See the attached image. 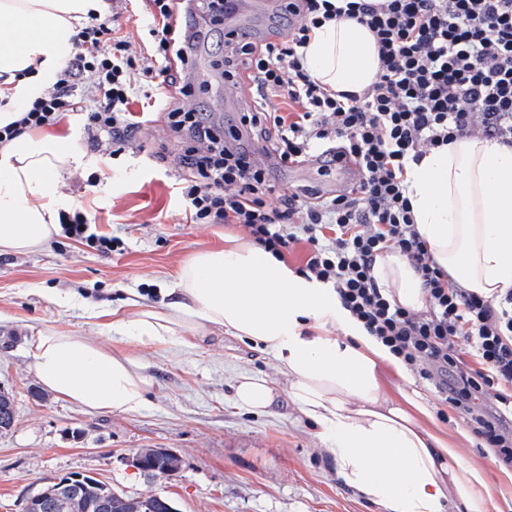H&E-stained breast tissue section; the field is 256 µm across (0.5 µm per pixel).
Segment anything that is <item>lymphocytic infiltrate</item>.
<instances>
[{"label":"lymphocytic infiltrate","mask_w":512,"mask_h":512,"mask_svg":"<svg viewBox=\"0 0 512 512\" xmlns=\"http://www.w3.org/2000/svg\"><path fill=\"white\" fill-rule=\"evenodd\" d=\"M146 50L137 52L111 20L92 14L74 38L58 80L0 127V145L84 115L83 136L99 152L124 149L148 124L131 105L139 75L161 76L163 129L178 147L176 190L189 224H236L274 258L307 244L298 274L332 286L344 308L452 405L479 444L512 468V292L492 301L460 288L432 258L407 196V168L429 151L475 134L512 147V0H282L281 23L255 42L224 30L225 0H150ZM346 16L373 33L381 66L363 93L336 94L310 77L304 49L313 29ZM224 31L213 68L260 99L226 130L203 112L194 67L195 29ZM265 144L266 158L252 146ZM317 163L327 175L349 165L356 177L339 194L276 193L268 161ZM68 238L98 253H122L97 234L89 214L63 211ZM409 260L428 308L397 304L374 275L376 259ZM475 364L462 365L463 355Z\"/></svg>","instance_id":"1"}]
</instances>
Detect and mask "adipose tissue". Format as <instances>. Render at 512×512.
<instances>
[{"mask_svg": "<svg viewBox=\"0 0 512 512\" xmlns=\"http://www.w3.org/2000/svg\"><path fill=\"white\" fill-rule=\"evenodd\" d=\"M101 0H0V127L21 105L52 86L73 50L75 25L101 11ZM309 74L337 92L360 93L380 61L372 33L353 20L328 22L304 50ZM85 167L64 140L26 133L0 148V252L33 253L59 232L62 202L54 187L62 164ZM415 223L433 260L459 287L494 299L512 289V148L477 135L430 150L407 173ZM374 274L397 302L425 310L427 293L413 266L396 253L378 258ZM175 299L135 318L111 311L113 334L148 345L181 341L215 327L270 356L293 408L313 429L337 476L384 512H489L483 464L462 459L459 436L433 421L401 359L370 336L334 289L306 279L252 241L193 256L180 270ZM339 336H332V329ZM39 383L88 411L136 412L150 379L132 355L89 339L37 332L26 342ZM402 385L383 389L382 371ZM277 393L264 377H241L235 401L269 410Z\"/></svg>", "mask_w": 512, "mask_h": 512, "instance_id": "obj_1", "label": "adipose tissue"}]
</instances>
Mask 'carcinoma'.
<instances>
[{
    "mask_svg": "<svg viewBox=\"0 0 512 512\" xmlns=\"http://www.w3.org/2000/svg\"><path fill=\"white\" fill-rule=\"evenodd\" d=\"M147 460L148 469L151 474L154 468L161 470L176 471L180 467V459L172 453H161L153 448L149 449ZM43 492L45 493L42 503V512H167L161 502L151 497H130L112 490L107 484L91 477L85 483L82 497L78 500H64L58 496V484L54 479L44 482ZM107 501L110 507L102 510L97 507V502Z\"/></svg>",
    "mask_w": 512,
    "mask_h": 512,
    "instance_id": "cac0c4a2",
    "label": "carcinoma"
}]
</instances>
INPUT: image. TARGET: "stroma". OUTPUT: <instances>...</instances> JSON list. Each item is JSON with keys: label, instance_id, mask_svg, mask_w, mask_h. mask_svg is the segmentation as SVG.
I'll use <instances>...</instances> for the list:
<instances>
[{"label": "stroma", "instance_id": "1", "mask_svg": "<svg viewBox=\"0 0 512 512\" xmlns=\"http://www.w3.org/2000/svg\"><path fill=\"white\" fill-rule=\"evenodd\" d=\"M82 121L69 113L51 135L84 151L90 163L62 167L55 194L86 209L98 232L121 238L120 255L103 256L57 236L41 251L0 254V386L14 401L13 427L0 433V512H23L44 479L80 472L116 492L162 495L178 512H379L336 475L321 455L312 426L289 404L272 358L220 329L192 347L141 345L100 331L88 309L160 307L181 265L193 254L223 246L234 224H188L175 194L173 160L145 149L111 157L88 149ZM70 293L81 308L55 299ZM39 330L84 336L107 350L137 356L153 385L136 412L87 411L58 399L39 383L25 340ZM275 380L272 412L239 408L240 376ZM146 448L176 454L181 466L162 478L135 469Z\"/></svg>", "mask_w": 512, "mask_h": 512}]
</instances>
